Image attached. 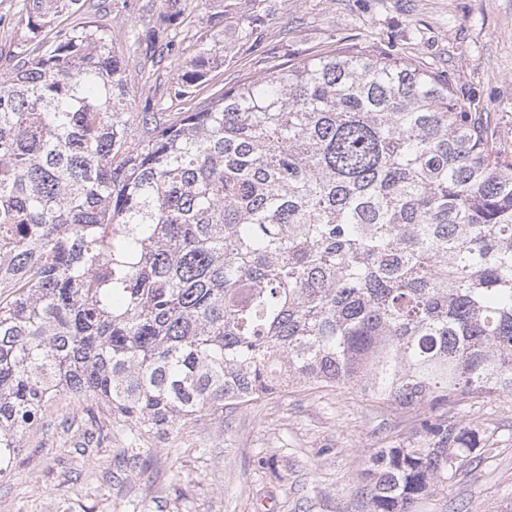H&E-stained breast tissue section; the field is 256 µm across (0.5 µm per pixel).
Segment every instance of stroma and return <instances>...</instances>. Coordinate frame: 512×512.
<instances>
[{
  "label": "stroma",
  "instance_id": "35a3bbf8",
  "mask_svg": "<svg viewBox=\"0 0 512 512\" xmlns=\"http://www.w3.org/2000/svg\"><path fill=\"white\" fill-rule=\"evenodd\" d=\"M183 34L224 14V61L197 102L243 78L335 47L414 59L455 97L478 102L488 134L512 151V0H195ZM169 0H99L97 20L124 55L133 111H183L176 65L143 70L129 26L148 28ZM454 420L493 434L491 455L420 500L415 512H503L512 497V398L457 407ZM415 414L336 388L284 389L130 440L103 404L57 396L0 478V512H367L362 477L381 435Z\"/></svg>",
  "mask_w": 512,
  "mask_h": 512
}]
</instances>
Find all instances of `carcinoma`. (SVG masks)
<instances>
[{
  "instance_id": "cac0c4a2",
  "label": "carcinoma",
  "mask_w": 512,
  "mask_h": 512,
  "mask_svg": "<svg viewBox=\"0 0 512 512\" xmlns=\"http://www.w3.org/2000/svg\"><path fill=\"white\" fill-rule=\"evenodd\" d=\"M194 98L218 34L183 56ZM70 19L62 24L61 17ZM0 72V472L60 392L165 431L286 386L419 410L369 512L492 448L448 410L512 397V156L409 60L332 49L158 123L86 0H23ZM142 135L129 134L130 123Z\"/></svg>"
}]
</instances>
